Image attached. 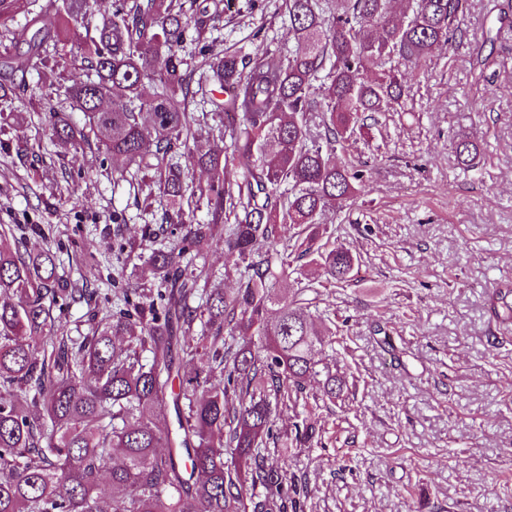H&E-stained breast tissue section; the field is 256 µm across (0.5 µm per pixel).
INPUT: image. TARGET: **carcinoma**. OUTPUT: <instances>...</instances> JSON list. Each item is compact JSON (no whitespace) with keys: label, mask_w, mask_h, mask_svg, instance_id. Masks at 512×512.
<instances>
[{"label":"carcinoma","mask_w":512,"mask_h":512,"mask_svg":"<svg viewBox=\"0 0 512 512\" xmlns=\"http://www.w3.org/2000/svg\"><path fill=\"white\" fill-rule=\"evenodd\" d=\"M397 2L288 0L298 49L280 62L203 56L202 78L228 95L214 105L229 122L227 142L197 152V91L182 51L189 33L199 42L216 29L219 10L186 18L168 0H113L112 16L93 25L88 0H28L38 11L13 29L20 0H0L2 92L16 89V73L45 66L72 23L86 29L76 44L87 79L69 87L84 126L53 112L54 138L77 145L89 132L115 171L156 170L166 221L182 214L180 158L209 172L193 190L208 223L151 250L158 288L114 289L116 311L84 336L53 313L57 298L84 289L59 287L53 255L21 250L0 226V512H306V477L270 461L269 448L279 447L278 406L310 407L308 382L333 404L344 392L314 360L343 339L318 329L311 308L350 281L358 260L317 246L328 233L318 218L350 208L367 171L336 154L366 139L378 116L412 111L407 67L454 48L468 10V0H405L402 11ZM47 14L61 30L39 25ZM231 166L242 178H229ZM217 224L232 258L224 275L241 283L232 293L201 286L212 273L187 258ZM283 224L305 236L283 242ZM311 256L325 279L273 298ZM318 436L304 420L288 440L309 447Z\"/></svg>","instance_id":"carcinoma-1"}]
</instances>
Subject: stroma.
Wrapping results in <instances>:
<instances>
[{"instance_id":"stroma-1","label":"stroma","mask_w":512,"mask_h":512,"mask_svg":"<svg viewBox=\"0 0 512 512\" xmlns=\"http://www.w3.org/2000/svg\"><path fill=\"white\" fill-rule=\"evenodd\" d=\"M216 2L212 53L276 63L295 48L286 0ZM460 26L458 49L409 70L413 111L344 153L370 172L364 195L321 217L345 225L338 242L362 264L321 303L347 346L319 364L349 396L320 405L322 445L279 451L309 482L307 512H512V324L491 313L493 289L512 287V0H470ZM75 55L0 97V112L26 115L0 126V225L54 253L65 287L93 289L67 316L85 334L113 289L133 286L162 210L143 208L147 182L113 174L95 142L49 139V110L82 121L65 97L85 78ZM463 139L479 151L469 169ZM89 266L98 275L82 280Z\"/></svg>"}]
</instances>
